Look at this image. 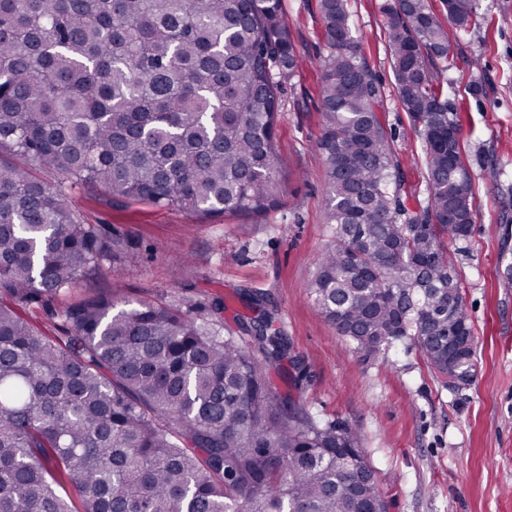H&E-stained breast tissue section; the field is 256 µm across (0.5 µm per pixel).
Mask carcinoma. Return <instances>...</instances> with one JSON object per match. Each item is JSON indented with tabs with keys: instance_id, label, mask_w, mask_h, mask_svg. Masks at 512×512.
<instances>
[{
	"instance_id": "cac0c4a2",
	"label": "carcinoma",
	"mask_w": 512,
	"mask_h": 512,
	"mask_svg": "<svg viewBox=\"0 0 512 512\" xmlns=\"http://www.w3.org/2000/svg\"><path fill=\"white\" fill-rule=\"evenodd\" d=\"M383 6L395 87L421 139L427 197L408 212L380 90L348 0H320L318 147L331 239L308 285L317 313L367 355L409 338L448 379V339L473 336L444 238L476 200L458 107L443 92L450 25L479 0ZM447 22H442V19ZM297 55L282 0H0V295L51 298L136 244L85 224L70 189L201 218L276 203L278 97ZM35 169L55 174L45 182ZM62 335L0 301V512H360L385 502L348 423L268 385L290 343L273 313L225 331L140 300H81Z\"/></svg>"
}]
</instances>
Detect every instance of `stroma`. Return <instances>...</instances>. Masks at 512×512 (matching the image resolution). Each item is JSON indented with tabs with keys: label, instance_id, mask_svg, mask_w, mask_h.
<instances>
[{
	"label": "stroma",
	"instance_id": "obj_1",
	"mask_svg": "<svg viewBox=\"0 0 512 512\" xmlns=\"http://www.w3.org/2000/svg\"><path fill=\"white\" fill-rule=\"evenodd\" d=\"M386 0H349L354 34L376 75L389 147L418 211L427 196L424 150L397 97L385 48ZM298 69L280 94L276 126L281 183L262 215L206 220L125 200L95 186L71 192L82 220L136 243L139 257L103 264L74 288L20 305L43 335L60 333L65 307L94 295L151 300L217 314L227 325L253 317L250 297L276 311L297 368L272 369L269 385L292 392L318 417L359 430L386 512H512V0H481L475 26L450 33L444 93L463 107L461 141L477 204L473 233L449 242L475 341L471 384L449 386L409 340L363 355L319 317L307 293L330 239L327 184L318 148L320 66L326 52L319 0H282Z\"/></svg>",
	"mask_w": 512,
	"mask_h": 512
}]
</instances>
